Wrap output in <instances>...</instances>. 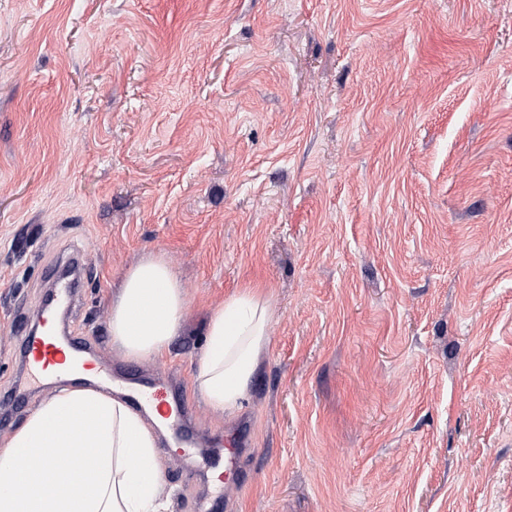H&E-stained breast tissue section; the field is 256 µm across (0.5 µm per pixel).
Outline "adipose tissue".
Returning <instances> with one entry per match:
<instances>
[{
    "label": "adipose tissue",
    "instance_id": "obj_1",
    "mask_svg": "<svg viewBox=\"0 0 512 512\" xmlns=\"http://www.w3.org/2000/svg\"><path fill=\"white\" fill-rule=\"evenodd\" d=\"M186 308L170 263L147 256L125 272L112 301V342L131 359L159 356ZM205 336L196 388L215 412H233L271 342L268 297L247 288L226 298L211 310ZM160 421L99 388L60 389L0 439V512H161ZM53 448L68 449L67 461L52 459Z\"/></svg>",
    "mask_w": 512,
    "mask_h": 512
}]
</instances>
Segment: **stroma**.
Returning <instances> with one entry per match:
<instances>
[{"instance_id":"stroma-1","label":"stroma","mask_w":512,"mask_h":512,"mask_svg":"<svg viewBox=\"0 0 512 512\" xmlns=\"http://www.w3.org/2000/svg\"><path fill=\"white\" fill-rule=\"evenodd\" d=\"M76 248L94 386L192 411L166 512H512V0H0V438L56 393L16 331ZM151 254L187 311L137 361L110 310ZM248 287L271 343L224 415L193 376Z\"/></svg>"}]
</instances>
